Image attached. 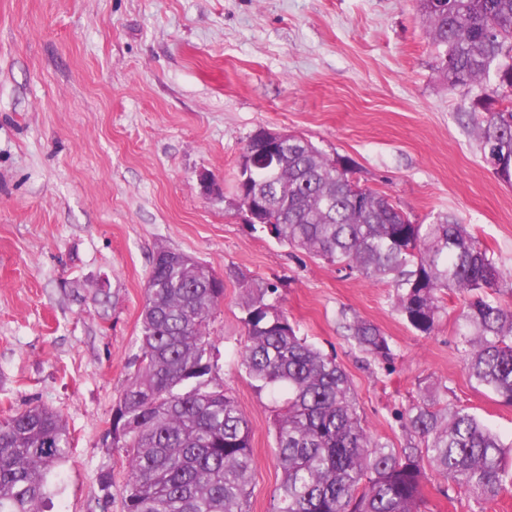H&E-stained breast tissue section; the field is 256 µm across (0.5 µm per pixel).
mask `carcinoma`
Instances as JSON below:
<instances>
[{
	"label": "carcinoma",
	"mask_w": 512,
	"mask_h": 512,
	"mask_svg": "<svg viewBox=\"0 0 512 512\" xmlns=\"http://www.w3.org/2000/svg\"><path fill=\"white\" fill-rule=\"evenodd\" d=\"M437 70L473 92L466 112L484 162L512 182V0H417ZM350 159L291 136L277 163L235 182L259 194L268 223L251 225L293 250L386 281L415 330L431 334L453 290L465 299L462 359L470 378L512 404V287L494 254L455 217L418 224L389 196L362 187ZM508 294L509 300L500 298ZM224 281L192 256L160 248L140 313L141 355L112 411V447L128 475L123 512H249L251 423L213 374L206 331ZM241 365L261 389L286 395L275 411L283 479L272 512H420L424 467L491 504L505 490L500 437L464 408L406 411L418 444L397 450L364 427L336 359L297 336L261 291L249 297ZM358 348L387 364L372 324L350 326ZM71 438L60 415L34 405L0 422V512H45Z\"/></svg>",
	"instance_id": "obj_1"
}]
</instances>
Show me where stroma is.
<instances>
[{"label":"stroma","instance_id":"1","mask_svg":"<svg viewBox=\"0 0 512 512\" xmlns=\"http://www.w3.org/2000/svg\"><path fill=\"white\" fill-rule=\"evenodd\" d=\"M469 106L440 80L416 0H0V418L40 404L69 431L46 512H121L110 422L162 247L224 280L208 333L251 421V512H270L282 471L273 398L240 365L248 283L275 285L297 335L341 364L371 435L408 447L401 413L439 387L512 440V405L457 349L458 293L421 334L389 283L250 230L234 192L257 129L302 135L413 221L455 215L512 273V185L482 161ZM203 172L222 195L203 193ZM359 319L387 336L391 365L355 345ZM423 497L422 512H512V485L486 506L431 474Z\"/></svg>","mask_w":512,"mask_h":512}]
</instances>
